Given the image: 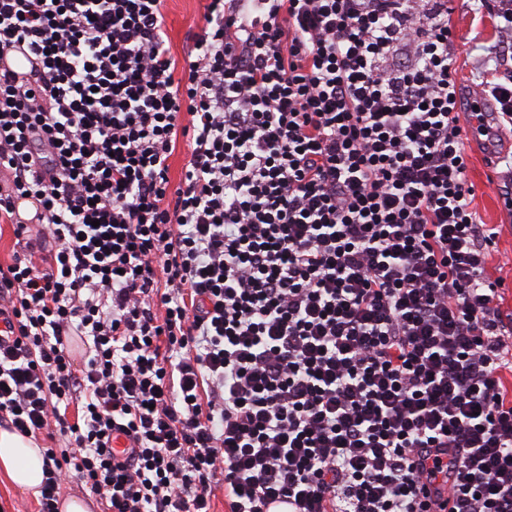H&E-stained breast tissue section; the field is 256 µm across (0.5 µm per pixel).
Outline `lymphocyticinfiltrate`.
<instances>
[{
    "mask_svg": "<svg viewBox=\"0 0 512 512\" xmlns=\"http://www.w3.org/2000/svg\"><path fill=\"white\" fill-rule=\"evenodd\" d=\"M204 20L178 81L163 0H0V53L42 62L0 72V223L33 233V198L55 245L0 267V420L65 439L37 512L68 479L104 512H210L216 479L231 512H512V319L448 0H210ZM482 91L491 140L512 65ZM38 66L39 60L25 44H17L0 56V71L16 73L20 79L27 77V74ZM190 157V148L185 137H178L176 149L173 155L169 159L170 169L169 178L171 185H177L180 178L183 167Z\"/></svg>",
    "mask_w": 512,
    "mask_h": 512,
    "instance_id": "lymphocytic-infiltrate-1",
    "label": "lymphocytic infiltrate"
}]
</instances>
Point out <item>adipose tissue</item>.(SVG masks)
Wrapping results in <instances>:
<instances>
[{
  "instance_id": "1",
  "label": "adipose tissue",
  "mask_w": 512,
  "mask_h": 512,
  "mask_svg": "<svg viewBox=\"0 0 512 512\" xmlns=\"http://www.w3.org/2000/svg\"><path fill=\"white\" fill-rule=\"evenodd\" d=\"M44 457L33 437L0 429V473L24 493L37 494L43 480Z\"/></svg>"
}]
</instances>
